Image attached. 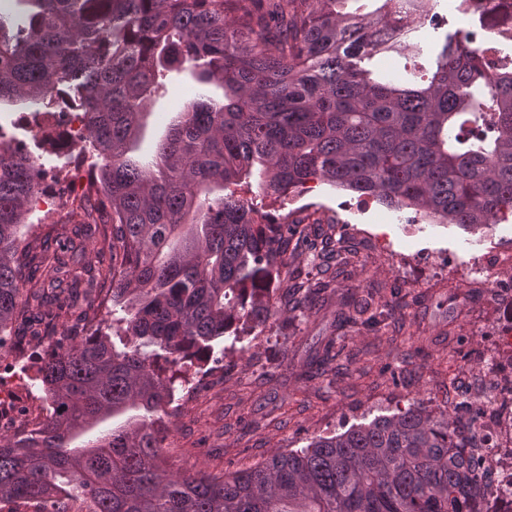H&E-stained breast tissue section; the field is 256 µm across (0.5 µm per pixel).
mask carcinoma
Masks as SVG:
<instances>
[{
	"label": "carcinoma",
	"mask_w": 512,
	"mask_h": 512,
	"mask_svg": "<svg viewBox=\"0 0 512 512\" xmlns=\"http://www.w3.org/2000/svg\"><path fill=\"white\" fill-rule=\"evenodd\" d=\"M23 2L21 22L0 16V105L80 112L97 162L46 232L27 222L43 171L0 131V349L63 276L82 291L73 316L84 330L38 370L46 415L21 436L0 434V501L49 512H66L59 494L91 512H470L482 484L465 452L474 427L446 410L412 405L230 474L173 470L159 423L181 368L224 360L219 339L311 313L335 291L336 277L290 266L293 241L320 258L305 226L266 222L229 186L254 175L257 193L278 195L323 181L432 224L484 229L512 214V67L456 31L424 83L373 78L380 55L427 54L405 22L427 15L426 0H378L375 20L345 10L348 0ZM479 2L459 7L489 31L512 20ZM181 71L219 85L223 101L198 94L144 162L132 153L148 105ZM69 224L95 243L96 262L73 268L53 249ZM386 319L373 301L338 312L360 327ZM343 355L331 338L309 365Z\"/></svg>",
	"instance_id": "obj_1"
}]
</instances>
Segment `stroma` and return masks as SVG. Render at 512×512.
I'll return each instance as SVG.
<instances>
[{
  "mask_svg": "<svg viewBox=\"0 0 512 512\" xmlns=\"http://www.w3.org/2000/svg\"><path fill=\"white\" fill-rule=\"evenodd\" d=\"M475 15L433 0L415 36L432 43L446 32L478 27ZM190 73L169 75L152 100L136 154H154L176 112L195 99ZM23 106L0 108V130L22 143L44 171L43 190L58 198L67 187L77 156L32 134ZM276 220L335 222V239L350 263L309 318L276 320L256 337L227 346L222 367L192 368L177 385L167 419L164 452L174 467L233 473L264 463L273 452L306 447L319 435L353 426L417 403L434 410L450 406L457 377H479V353L501 321V307L484 288L486 278L512 291V268L489 276L484 254L512 242V220L471 232L455 224H430L413 211H395L370 196L314 182L310 190L256 199ZM389 302V326L373 332L336 325V310L347 297ZM339 337L347 358L325 375L305 383L295 376L324 342ZM56 337L26 330L17 350L0 351V378L12 396L13 420L41 411V361Z\"/></svg>",
  "mask_w": 512,
  "mask_h": 512,
  "instance_id": "obj_1",
  "label": "stroma"
}]
</instances>
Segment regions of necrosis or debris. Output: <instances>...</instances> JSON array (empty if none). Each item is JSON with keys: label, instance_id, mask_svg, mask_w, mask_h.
Here are the masks:
<instances>
[{"label": "necrosis or debris", "instance_id": "4bbe7bcc", "mask_svg": "<svg viewBox=\"0 0 512 512\" xmlns=\"http://www.w3.org/2000/svg\"><path fill=\"white\" fill-rule=\"evenodd\" d=\"M485 362L474 393L455 400L463 421L476 426L469 453L480 464L483 484L473 509L512 512V319L500 325Z\"/></svg>", "mask_w": 512, "mask_h": 512}]
</instances>
